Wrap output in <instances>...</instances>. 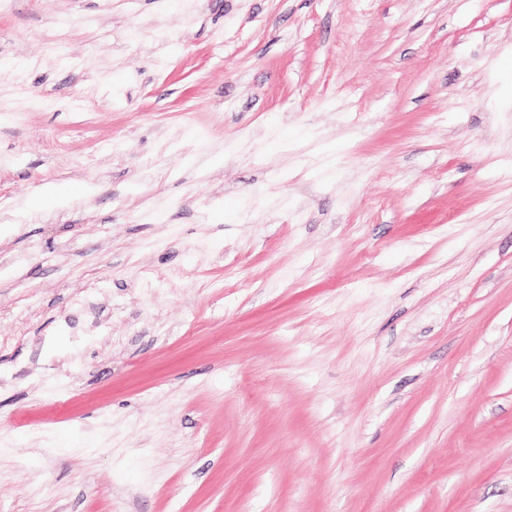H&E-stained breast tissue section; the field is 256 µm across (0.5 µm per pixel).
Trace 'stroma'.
<instances>
[{
    "label": "stroma",
    "mask_w": 512,
    "mask_h": 512,
    "mask_svg": "<svg viewBox=\"0 0 512 512\" xmlns=\"http://www.w3.org/2000/svg\"><path fill=\"white\" fill-rule=\"evenodd\" d=\"M0 512H512V0H0Z\"/></svg>",
    "instance_id": "35a3bbf8"
}]
</instances>
